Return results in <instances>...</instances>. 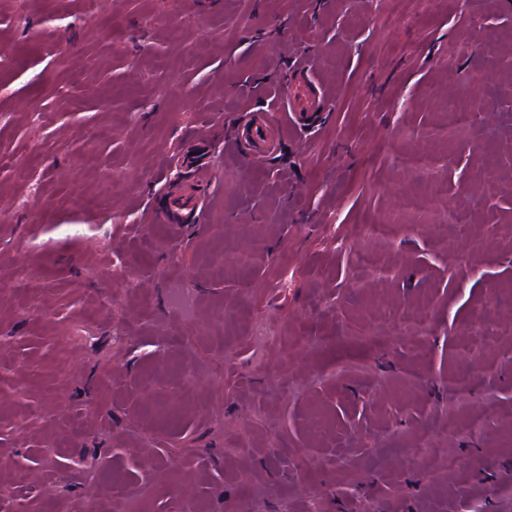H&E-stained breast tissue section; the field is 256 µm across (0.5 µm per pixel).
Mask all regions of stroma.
Here are the masks:
<instances>
[{
	"label": "stroma",
	"instance_id": "stroma-1",
	"mask_svg": "<svg viewBox=\"0 0 512 512\" xmlns=\"http://www.w3.org/2000/svg\"><path fill=\"white\" fill-rule=\"evenodd\" d=\"M195 503L512 512V0H0V512ZM243 135L246 141L253 142L257 152L266 153L275 148V133L260 117L243 130Z\"/></svg>",
	"mask_w": 512,
	"mask_h": 512
}]
</instances>
